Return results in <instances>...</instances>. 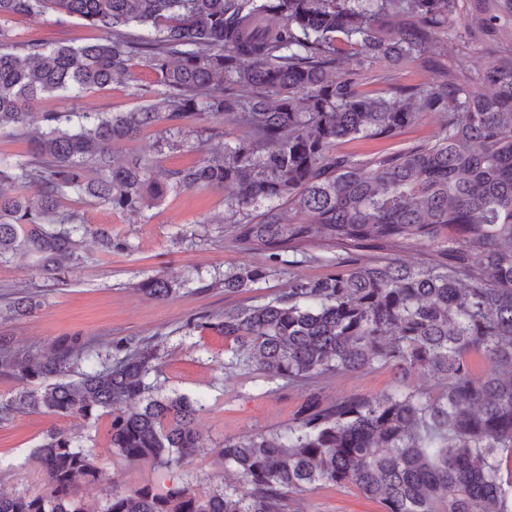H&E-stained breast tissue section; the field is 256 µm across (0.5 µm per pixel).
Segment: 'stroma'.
Listing matches in <instances>:
<instances>
[{
  "instance_id": "1",
  "label": "stroma",
  "mask_w": 512,
  "mask_h": 512,
  "mask_svg": "<svg viewBox=\"0 0 512 512\" xmlns=\"http://www.w3.org/2000/svg\"><path fill=\"white\" fill-rule=\"evenodd\" d=\"M7 40L51 44L59 40L74 46L94 42L98 32L83 21L46 10L37 17H16L0 23ZM153 70L135 62L125 82L87 90L77 103L57 96L37 100V112H64L78 106L87 112H127L143 105L140 89L155 85ZM441 117L431 114L389 139L342 141L338 151L364 157L377 151H398L432 140ZM246 127L213 119L195 123L180 135H170L168 124L145 129L116 145L121 157L143 156L167 169H181L209 158L247 139ZM62 211L75 213L87 230L80 265L66 277H43L32 261L19 259L0 269V336L18 347L42 354L52 352L57 340L76 336L95 345L125 337L161 341L164 352L157 385L162 393H178L201 400L205 406L197 428L205 445L180 469L183 479L211 489L223 487L224 462L214 453L225 438L267 433L293 422L308 395L307 387L269 380L255 372L228 368L230 344L215 324L227 307L268 300L287 287L281 275L241 293L224 290V275L246 265L266 263L264 251L250 249L236 239V223L246 214H232L223 192L195 188L169 193L154 207L139 213L118 212L94 200L72 195ZM111 229L125 242L124 250L99 252L93 233ZM160 274L176 291L159 301L143 294L140 282ZM33 296L36 305L14 311L18 294ZM208 315L211 323L187 328L190 319ZM391 369L347 372L321 379L317 390L324 402L350 395L376 396L395 384ZM55 417L20 414L0 422V491L22 494L38 491V466L30 458L43 432ZM109 417L72 422L73 433L94 454L116 488L128 491L166 484L165 474L149 462L129 463L112 452L107 441ZM287 512H381L380 505L353 486L319 485L293 496Z\"/></svg>"
}]
</instances>
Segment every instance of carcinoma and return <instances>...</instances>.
Instances as JSON below:
<instances>
[{
	"label": "carcinoma",
	"mask_w": 512,
	"mask_h": 512,
	"mask_svg": "<svg viewBox=\"0 0 512 512\" xmlns=\"http://www.w3.org/2000/svg\"><path fill=\"white\" fill-rule=\"evenodd\" d=\"M52 9L100 32L52 48L0 42V134L30 133L25 160L0 158V267L32 257L59 278L79 264L81 225L60 211L71 194L135 213L170 191H224L253 212L237 239L268 263L224 275L238 292L310 258L336 252V272L288 273L271 299L224 309L217 329L228 365L309 385L387 366L397 386L380 396L324 404L313 391L295 421L269 434L226 437L216 452L236 482L200 491L179 480L158 491H106L98 511L81 486L102 480L94 456L64 425L34 449L45 490L0 492V512H286L318 484L355 486L384 512H508L501 454L512 453V0H0V21ZM469 54L499 45L477 70L458 60L393 82L392 68L422 65L431 45ZM144 61L160 89L129 112H43L44 95L78 99L131 78ZM380 67L387 89H361ZM431 113L435 139L357 160L344 139L385 138ZM203 115L243 125L251 139L178 170L120 161L114 146L162 122ZM32 189L16 195L7 188ZM421 242L417 267L393 251ZM140 290L164 300L162 276ZM488 362L483 376L468 357ZM88 369L73 375L80 359ZM159 345L126 338L91 352L62 339L42 356L0 336V376L26 384L0 399V420L39 412L110 416L109 442L131 463L174 474L203 449L202 404L160 396ZM442 380L437 396L410 383Z\"/></svg>",
	"instance_id": "obj_1"
}]
</instances>
